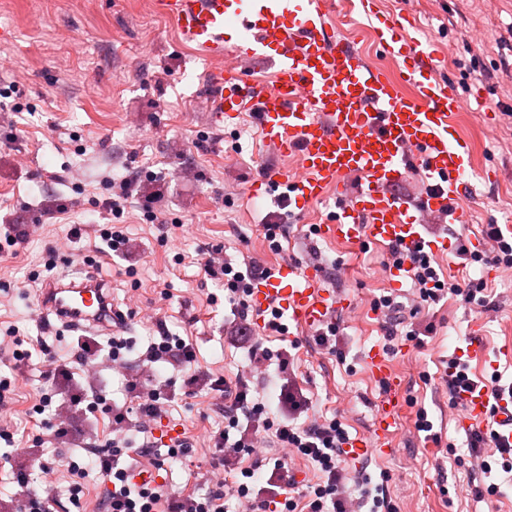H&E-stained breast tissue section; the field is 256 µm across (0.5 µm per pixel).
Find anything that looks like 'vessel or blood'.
Returning a JSON list of instances; mask_svg holds the SVG:
<instances>
[{"label":"vessel or blood","instance_id":"1","mask_svg":"<svg viewBox=\"0 0 512 512\" xmlns=\"http://www.w3.org/2000/svg\"><path fill=\"white\" fill-rule=\"evenodd\" d=\"M155 9L176 23L181 35L206 62V78L215 91L217 120L243 112L257 116L265 147L296 161L295 171L268 166L247 187L252 197L286 189L287 205L302 212L336 197L338 209L320 236L341 242L401 245L407 253L424 250L447 255L444 232L426 236L417 213L445 212L464 223L472 177L471 147L454 134V122L467 100L437 74L434 46L415 35L409 16L381 15L377 0H357L360 12L374 18V42L391 68L369 63L333 24L336 0H153ZM236 30L227 40V27ZM272 71L258 77L260 68ZM413 95H404L403 85ZM418 171L430 193L408 204L393 184ZM357 189H350L351 179ZM112 298L92 275L65 277L44 287L41 311L52 312L86 332L111 327ZM253 303L275 305L289 322L311 328L332 321L351 307L337 298L315 268L282 264L254 289ZM369 376L386 389L371 438L346 446L348 458L388 451L404 407L399 375L385 349L366 354ZM460 424L472 429L495 418L501 442L512 444V397L490 405L486 388L460 392Z\"/></svg>","mask_w":512,"mask_h":512}]
</instances>
